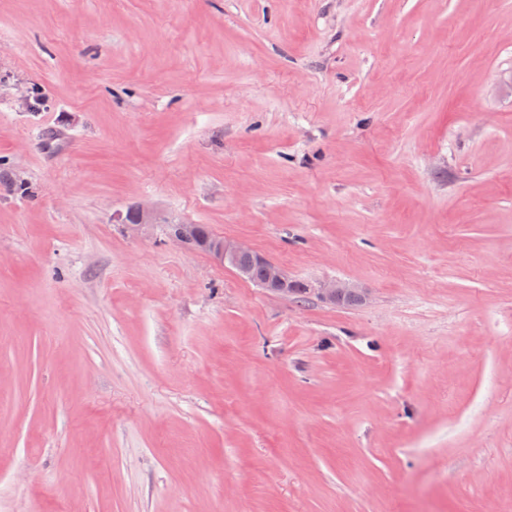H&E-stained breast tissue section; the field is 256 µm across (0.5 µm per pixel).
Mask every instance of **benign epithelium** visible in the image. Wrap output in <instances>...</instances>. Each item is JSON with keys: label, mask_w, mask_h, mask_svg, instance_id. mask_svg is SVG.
I'll return each mask as SVG.
<instances>
[{"label": "benign epithelium", "mask_w": 512, "mask_h": 512, "mask_svg": "<svg viewBox=\"0 0 512 512\" xmlns=\"http://www.w3.org/2000/svg\"><path fill=\"white\" fill-rule=\"evenodd\" d=\"M136 208L138 220L129 225L131 230L138 231L145 225L159 223L160 217L152 208L142 204L136 205ZM169 226L171 239L182 246L200 240V227L193 222L171 220ZM204 245L207 247L209 254L232 268L239 277L244 278L247 275L246 268L239 264V260L247 257L264 268V277L259 282L260 286L284 296H289L293 292L292 285L294 281L288 277L283 267L262 256L248 245L238 241L226 240L216 235L212 236L211 240L204 242ZM310 292L319 299L334 304H340L343 298L350 296L361 302L365 301L363 291L349 282H325L316 288L310 289Z\"/></svg>", "instance_id": "benign-epithelium-1"}]
</instances>
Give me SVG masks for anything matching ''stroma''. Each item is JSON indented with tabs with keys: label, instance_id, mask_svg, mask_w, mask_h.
Wrapping results in <instances>:
<instances>
[{
	"label": "stroma",
	"instance_id": "1",
	"mask_svg": "<svg viewBox=\"0 0 512 512\" xmlns=\"http://www.w3.org/2000/svg\"><path fill=\"white\" fill-rule=\"evenodd\" d=\"M0 163V512H512V0H0ZM164 224L170 226L171 239L182 246L200 240L199 224L185 220H171L164 222ZM204 245L207 247L209 254L224 263L225 266L231 267L239 277L245 279L247 270L238 261L247 257L254 263L263 266L264 277L262 267L250 265L246 280L252 282L261 280L259 282L260 286L284 296H290L293 292L290 287L294 284V281L288 277L283 267L262 256L248 245L238 241L226 240L224 237L216 235H212L211 241H205ZM309 290L319 299L334 304H341L344 297L350 296L357 298L360 303L366 299L363 291L349 282L330 281Z\"/></svg>",
	"mask_w": 512,
	"mask_h": 512
}]
</instances>
